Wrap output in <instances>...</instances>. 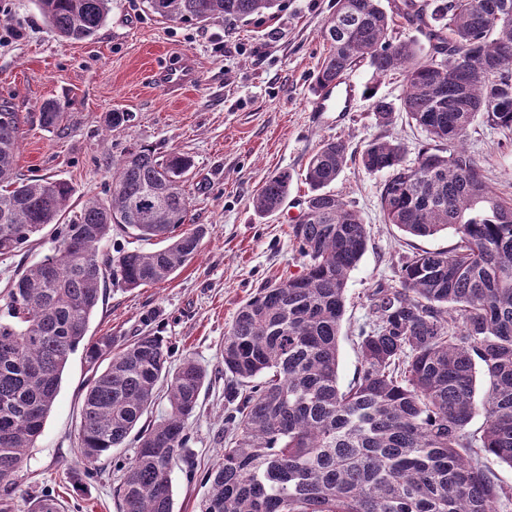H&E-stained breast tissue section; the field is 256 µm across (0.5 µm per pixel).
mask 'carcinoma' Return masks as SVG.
Segmentation results:
<instances>
[{"instance_id":"obj_1","label":"carcinoma","mask_w":512,"mask_h":512,"mask_svg":"<svg viewBox=\"0 0 512 512\" xmlns=\"http://www.w3.org/2000/svg\"><path fill=\"white\" fill-rule=\"evenodd\" d=\"M61 39L84 40L112 0H36ZM165 21L245 19L280 0H146ZM427 29V43L396 40L397 21ZM321 37L329 52L315 74L323 89L362 63L383 78L404 74L398 102L370 95L382 125L404 112L427 136L414 162L380 136L358 156L386 175L380 203L404 233L451 228L447 250L402 258L398 284L375 289L358 330L360 365L338 384V336L350 272L368 235L357 210L328 190L353 156L322 142L305 172L308 192L290 234L297 275L269 282L224 334V448L201 479L199 512H512V485L485 465L512 468V198L497 194L463 141L482 118L512 129V0H336ZM68 99L47 102L40 125L66 130ZM20 114L0 109V259L53 226L54 247L8 282L0 314V502L10 500L29 449L55 404L70 356L93 373L80 411L77 453L91 478L115 448L119 512H173L172 472L187 456L188 426L206 379L190 356L139 336L87 337L107 284L158 285L199 251L206 224L190 223L183 183L192 159L132 146L112 162L104 197L74 209L72 185L16 172ZM291 175L269 176L252 197L272 215ZM155 240L153 250L103 253L112 232ZM488 379L475 399L476 369ZM164 413L151 417L161 398ZM484 416L482 429L469 425ZM27 512H65L43 494Z\"/></svg>"}]
</instances>
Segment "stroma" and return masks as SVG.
I'll return each mask as SVG.
<instances>
[{
  "label": "stroma",
  "mask_w": 512,
  "mask_h": 512,
  "mask_svg": "<svg viewBox=\"0 0 512 512\" xmlns=\"http://www.w3.org/2000/svg\"><path fill=\"white\" fill-rule=\"evenodd\" d=\"M335 0H281L272 15L245 21L177 23L148 11L144 0H112L106 22L86 40L60 42L34 0H0V106L27 119L18 158L23 178L68 181L74 201L102 195L112 180L111 161L132 143L160 152L188 154L193 167L184 184L194 223L210 225L198 255L169 281L126 290L108 287L88 326L92 336H135L144 329L189 355L207 371L195 414L189 420L192 457L198 471L217 460L224 445V334L241 306L267 281L299 273L302 261L288 236L307 192L304 173L324 140L342 138L360 152L379 136L398 137L414 161L425 134L407 115L380 125L369 110L368 92L397 99L404 78L376 79L368 65L353 71L361 97L352 111L314 112V75L328 47L321 28ZM179 54L193 56L201 78L181 94L155 84L152 74ZM70 98L65 132L39 124L42 105ZM129 113L128 126L109 129V112ZM465 149L478 156L489 183L512 197V130L476 120ZM289 171L293 182L284 207L271 216L251 206L255 190L270 175ZM383 175L349 163L330 189L362 215L368 247L347 281L346 314L339 338L338 383L347 386L359 366L356 336L374 289L395 285L402 256L450 248L453 231L413 237L386 223L380 204ZM49 231L32 238L9 260H0L1 292L19 269L50 249ZM91 378L82 352L71 355L56 403L18 474L13 512L28 496L44 492L66 512H118L112 498L113 458L101 460L94 478L69 480L77 455L80 410Z\"/></svg>",
  "instance_id": "1"
}]
</instances>
